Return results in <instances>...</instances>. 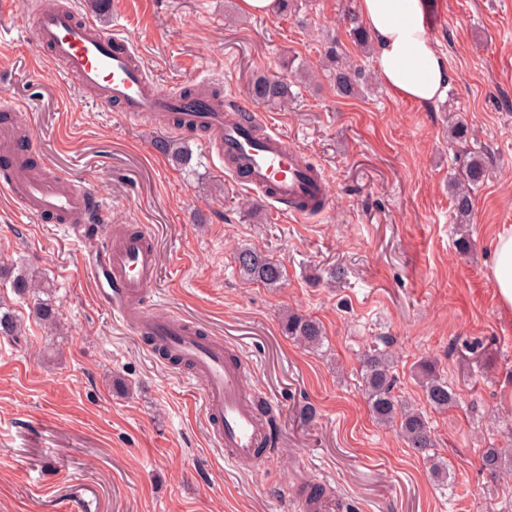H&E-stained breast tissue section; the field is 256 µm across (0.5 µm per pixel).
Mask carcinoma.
I'll return each mask as SVG.
<instances>
[{
	"label": "carcinoma",
	"mask_w": 512,
	"mask_h": 512,
	"mask_svg": "<svg viewBox=\"0 0 512 512\" xmlns=\"http://www.w3.org/2000/svg\"><path fill=\"white\" fill-rule=\"evenodd\" d=\"M349 35L355 45L365 51L372 47L370 32L363 26L359 17L350 12L346 15ZM330 70L336 93L341 97H354L368 82L365 70L344 61L336 43L327 47L324 54ZM251 98L258 104L279 103L288 99V83L279 78H260L251 86ZM485 158L467 148L459 153V177L448 185L452 207L457 223L465 224L470 220L473 210L474 190L483 184L487 177ZM239 270L251 281L260 282L268 288L281 286L286 270L282 263L253 249L243 248L236 256ZM11 286L20 295L36 296L45 290V286L33 275L24 271L13 276ZM37 319L49 326L56 325L58 308L48 300H37L33 306ZM283 329L295 342L308 347H318L324 336L320 323L296 312H289L282 321ZM21 333V323L9 311H0V335L17 336ZM416 376L420 380L429 406L435 410H444L456 401V394L441 377L435 364L423 360L415 366ZM362 380L371 413L382 424H396L406 444L414 450L426 453L435 447L434 431L427 416L414 409L393 394V376L388 354L375 350L367 353L363 359ZM512 453L509 448H487L483 453L484 466L495 472L501 468L502 459Z\"/></svg>",
	"instance_id": "carcinoma-1"
}]
</instances>
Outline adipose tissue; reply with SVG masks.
Here are the masks:
<instances>
[{
	"instance_id": "ef3b65f1",
	"label": "adipose tissue",
	"mask_w": 512,
	"mask_h": 512,
	"mask_svg": "<svg viewBox=\"0 0 512 512\" xmlns=\"http://www.w3.org/2000/svg\"><path fill=\"white\" fill-rule=\"evenodd\" d=\"M373 38L378 76L398 97L428 107L448 89V70L427 30L426 0H357ZM488 276L512 313V231L498 235Z\"/></svg>"
}]
</instances>
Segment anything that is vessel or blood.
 <instances>
[{
	"label": "vessel or blood",
	"instance_id": "1",
	"mask_svg": "<svg viewBox=\"0 0 512 512\" xmlns=\"http://www.w3.org/2000/svg\"><path fill=\"white\" fill-rule=\"evenodd\" d=\"M33 38L39 55L72 79L80 90L93 91L106 112L130 117L177 115L182 130H206L219 143V161L229 176L250 191L261 192L273 211L304 218L300 202L328 205V176L292 147L252 104L224 96L192 95L154 84L138 60L131 38L106 31L93 19L79 17L61 0L36 9ZM16 105L0 100V142L15 141ZM22 211L36 221L75 225L91 223L87 191L62 175L34 176L26 154L12 160L6 184ZM157 259L147 232L112 233L85 271L101 304L154 347L167 350L188 365L202 385L209 435L226 462L257 465L260 451L273 446L270 430L247 405L243 390L249 362L244 354L226 352L203 329L180 319L152 314L142 300L151 288Z\"/></svg>",
	"mask_w": 512,
	"mask_h": 512
}]
</instances>
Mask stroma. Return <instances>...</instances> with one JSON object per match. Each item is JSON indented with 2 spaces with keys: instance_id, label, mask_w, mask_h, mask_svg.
<instances>
[{
  "instance_id": "obj_1",
  "label": "stroma",
  "mask_w": 512,
  "mask_h": 512,
  "mask_svg": "<svg viewBox=\"0 0 512 512\" xmlns=\"http://www.w3.org/2000/svg\"><path fill=\"white\" fill-rule=\"evenodd\" d=\"M39 2L0 10V97L21 102L16 118L39 159L96 194L107 224L151 233L153 313L244 351L249 387L275 409L277 446L258 470L224 462L197 380L98 303L82 269L91 243L20 216L0 189V263L47 280L60 320L37 322L31 299L0 279V303L22 320L18 341L0 337V512H306L314 487L343 512L512 506V458L497 476L482 464L484 449L512 448V318L487 276L495 239L512 228V0H427L450 76L428 108L375 76L360 96H337L321 65L331 42L376 70L343 21L356 0H300L283 15L245 13L240 0H73L128 35L160 86L206 80L246 101L257 77H287V102L264 112L330 180L327 208L302 221L240 188L204 140L101 111L38 63ZM459 120L489 172L463 230L448 194L458 174L448 130ZM160 140L178 141L187 161L156 150ZM243 247L285 265L281 287L243 278ZM334 269L345 276L332 288ZM290 310L320 321L322 345L285 336ZM374 349L393 359L396 397L426 411L429 453L374 420L361 377ZM423 359L456 394L448 411L428 407L414 375Z\"/></svg>"
}]
</instances>
